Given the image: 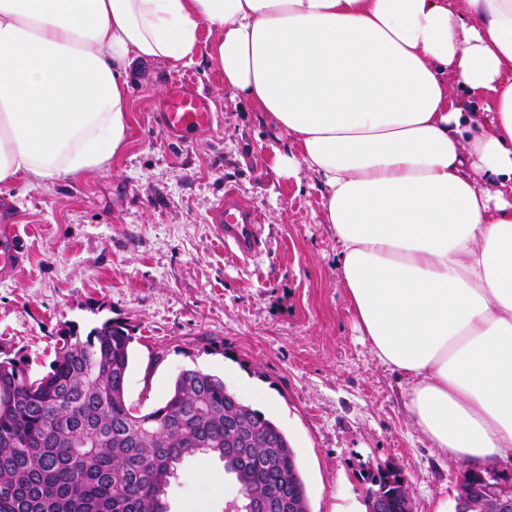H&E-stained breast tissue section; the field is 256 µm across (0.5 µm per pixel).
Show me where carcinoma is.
I'll list each match as a JSON object with an SVG mask.
<instances>
[{"label": "carcinoma", "mask_w": 512, "mask_h": 512, "mask_svg": "<svg viewBox=\"0 0 512 512\" xmlns=\"http://www.w3.org/2000/svg\"><path fill=\"white\" fill-rule=\"evenodd\" d=\"M132 340L112 318L85 334L64 323L46 373L0 359V512H168L170 479L198 448L239 483V512L258 498L272 512H310L288 436L221 378L185 369L162 405L127 404ZM359 476L368 512H410L400 470L362 464ZM497 493L490 472L468 469L455 512H495Z\"/></svg>", "instance_id": "carcinoma-1"}]
</instances>
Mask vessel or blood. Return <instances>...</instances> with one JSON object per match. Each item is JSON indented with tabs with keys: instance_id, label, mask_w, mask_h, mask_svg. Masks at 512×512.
<instances>
[{
	"instance_id": "b4317fda",
	"label": "vessel or blood",
	"mask_w": 512,
	"mask_h": 512,
	"mask_svg": "<svg viewBox=\"0 0 512 512\" xmlns=\"http://www.w3.org/2000/svg\"><path fill=\"white\" fill-rule=\"evenodd\" d=\"M162 108L169 136L179 141L188 140L212 124L207 98L189 79L176 80L169 86L162 100ZM212 221L225 246L233 248L235 255L248 257L258 250L261 244V216L257 210L243 207L227 197L218 203ZM23 255L15 225H1L0 272H14L21 266Z\"/></svg>"
}]
</instances>
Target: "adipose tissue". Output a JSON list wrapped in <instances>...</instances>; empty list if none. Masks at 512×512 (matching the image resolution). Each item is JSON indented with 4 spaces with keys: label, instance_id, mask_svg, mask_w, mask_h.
Segmentation results:
<instances>
[{
    "label": "adipose tissue",
    "instance_id": "1",
    "mask_svg": "<svg viewBox=\"0 0 512 512\" xmlns=\"http://www.w3.org/2000/svg\"><path fill=\"white\" fill-rule=\"evenodd\" d=\"M211 61L315 175L341 283L443 455L512 460V0H0V184L107 170L128 69ZM455 74L476 110L448 91Z\"/></svg>",
    "mask_w": 512,
    "mask_h": 512
}]
</instances>
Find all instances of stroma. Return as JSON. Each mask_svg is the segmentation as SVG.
Segmentation results:
<instances>
[{"mask_svg": "<svg viewBox=\"0 0 512 512\" xmlns=\"http://www.w3.org/2000/svg\"><path fill=\"white\" fill-rule=\"evenodd\" d=\"M129 75L128 143L108 170L0 185L25 249L18 270L0 274V348L39 375L61 324L121 321L133 336L127 401L150 411L185 369L252 385L291 439L310 512L363 505L362 462L401 470L413 512H453L466 465L430 448L404 411L402 379L361 340L316 177L273 167L288 135L225 90L217 68L139 62ZM184 76L209 99L214 124L177 144L160 104ZM229 189L263 220L261 248L246 258L225 249L211 221ZM240 496L222 462L199 453L166 502L169 512H224Z\"/></svg>", "mask_w": 512, "mask_h": 512, "instance_id": "obj_1", "label": "stroma"}]
</instances>
